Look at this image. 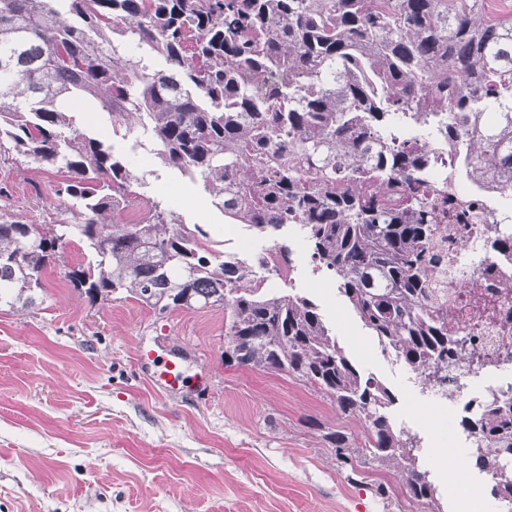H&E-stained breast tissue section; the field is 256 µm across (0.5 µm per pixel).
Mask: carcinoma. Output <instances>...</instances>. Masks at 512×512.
I'll return each instance as SVG.
<instances>
[{
	"instance_id": "carcinoma-1",
	"label": "carcinoma",
	"mask_w": 512,
	"mask_h": 512,
	"mask_svg": "<svg viewBox=\"0 0 512 512\" xmlns=\"http://www.w3.org/2000/svg\"><path fill=\"white\" fill-rule=\"evenodd\" d=\"M75 102L114 127L148 125L158 160L201 179L233 223L258 235L295 226L314 270L426 387L489 358L466 351V328L448 330L437 280L443 225L469 223L475 202L434 185L430 139L403 130L444 113L438 132L468 141L466 175L512 199V15L490 17L486 0H0V153L63 174L56 223L0 222V305L35 307L76 237L90 259L65 271L75 290L159 315L224 310L225 362L288 376L365 422L362 465L396 470L410 500L442 512L416 435L387 414L395 394L360 372L318 305L142 201L112 145L80 130ZM137 201L140 220L120 223ZM484 246L512 254V222ZM259 264L280 278L292 251L275 240ZM461 425L480 470L503 461L492 495L512 504V399L493 395L479 423ZM323 439L358 473L348 433Z\"/></svg>"
}]
</instances>
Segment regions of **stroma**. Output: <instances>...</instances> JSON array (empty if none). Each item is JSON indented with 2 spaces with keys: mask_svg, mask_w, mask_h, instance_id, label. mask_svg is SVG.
Wrapping results in <instances>:
<instances>
[{
  "mask_svg": "<svg viewBox=\"0 0 512 512\" xmlns=\"http://www.w3.org/2000/svg\"><path fill=\"white\" fill-rule=\"evenodd\" d=\"M110 140L142 178L141 193L183 223L203 225L214 249L249 257L271 246L235 234L201 182L143 165L149 139L120 131ZM60 178L14 154L0 159V221L53 217ZM280 237L294 251L293 291L316 299L348 355L396 395L395 424L422 437L446 512H500L490 499L469 508L464 488L483 472L465 465L452 436L428 430L447 408L410 398L414 374L381 354L335 282L314 273L294 229ZM84 259L82 242L71 241L63 265L46 275L38 307L0 306V512H383L371 489L399 488V475L366 466L361 483H349L321 438L326 426L364 442L362 422L287 376L225 365L223 311L160 317L131 298L90 302L64 277ZM160 338L204 384L174 396L152 388L136 353Z\"/></svg>",
  "mask_w": 512,
  "mask_h": 512,
  "instance_id": "1",
  "label": "stroma"
}]
</instances>
